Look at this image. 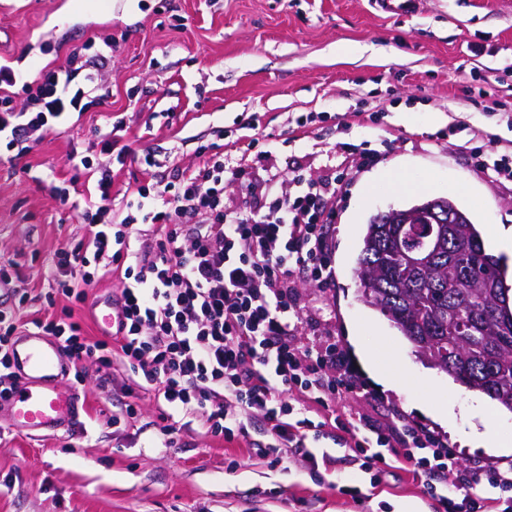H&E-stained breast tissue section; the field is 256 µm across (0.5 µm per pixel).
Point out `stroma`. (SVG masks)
<instances>
[{"label": "stroma", "mask_w": 512, "mask_h": 512, "mask_svg": "<svg viewBox=\"0 0 512 512\" xmlns=\"http://www.w3.org/2000/svg\"><path fill=\"white\" fill-rule=\"evenodd\" d=\"M110 38L108 106L50 134L27 155L0 157V266L15 264L27 314L47 308V271L61 250L90 228L75 207L87 172L65 165L71 149L96 156L109 119L132 155L113 192L149 185L139 157L162 172L199 161L202 147L257 139L267 157L259 181L295 175L339 178L336 221L328 245L332 288L305 286L322 308L363 392L347 397L339 418L414 425L442 438L463 463L512 467V453L465 443L429 408L454 399L488 409L499 437L512 441V412L426 365L378 310L364 304L355 275L369 219L425 197L445 196L468 210L478 229H512V181L483 173L475 148L512 152V0H417L408 13L376 0H0V54L22 58L20 81L45 65L64 64L88 40ZM316 113L315 122L297 120ZM357 145L377 161L359 167ZM67 185L70 203L54 189ZM122 285L93 276L87 301L74 304L87 332L101 336L90 305L115 298ZM370 351L378 383L363 364ZM77 435L28 437L0 407V512H434L406 471L371 491L369 477L347 458L315 472L303 464L270 466L244 444L226 447L187 417L172 444L159 437L163 408L141 391L125 394L132 374L113 362L99 390L96 364L85 362ZM133 403L134 417L122 414Z\"/></svg>", "instance_id": "35a3bbf8"}]
</instances>
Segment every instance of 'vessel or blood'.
<instances>
[{
    "instance_id": "obj_1",
    "label": "vessel or blood",
    "mask_w": 512,
    "mask_h": 512,
    "mask_svg": "<svg viewBox=\"0 0 512 512\" xmlns=\"http://www.w3.org/2000/svg\"><path fill=\"white\" fill-rule=\"evenodd\" d=\"M11 363L20 376L8 402L13 428L22 434L69 429L79 414V396L65 387L72 360L60 344L38 331L17 337Z\"/></svg>"
}]
</instances>
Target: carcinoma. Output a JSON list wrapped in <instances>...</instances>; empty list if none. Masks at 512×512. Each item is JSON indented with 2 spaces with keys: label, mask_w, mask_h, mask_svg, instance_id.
<instances>
[{
  "label": "carcinoma",
  "mask_w": 512,
  "mask_h": 512,
  "mask_svg": "<svg viewBox=\"0 0 512 512\" xmlns=\"http://www.w3.org/2000/svg\"><path fill=\"white\" fill-rule=\"evenodd\" d=\"M433 206L451 217L437 230L433 259L410 266L393 236L408 225L378 215L366 224L357 276L364 302L379 310L415 352L439 370L512 411V285L505 258L491 253L468 212L444 197L424 198L411 211Z\"/></svg>",
  "instance_id": "1"
}]
</instances>
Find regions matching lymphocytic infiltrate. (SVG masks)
<instances>
[{
    "mask_svg": "<svg viewBox=\"0 0 512 512\" xmlns=\"http://www.w3.org/2000/svg\"><path fill=\"white\" fill-rule=\"evenodd\" d=\"M111 54L84 43L63 65L37 72L27 102L14 107L15 70L0 67V144L25 154L50 132L104 107L111 95L105 76ZM98 160L81 152L69 168L93 169L95 199L82 211L91 230L62 252L49 275L53 295L67 301L61 317H21V303L0 308V401L10 399L19 378L10 370L15 336L35 329L59 342L74 363L99 367L125 363L157 403L171 407L160 433L179 431L175 413L204 411L207 433L232 443L246 439V422L261 418L267 441L250 451L271 465L302 461L331 469L337 458L311 450L310 440L340 429L372 488L403 466L440 512H512V469L463 464L454 451L418 428L399 432L336 417V404L361 385L333 333L299 289L309 279L331 288L335 271L327 230L336 217V195L319 179L293 177L294 192L256 182L264 159L219 151L174 180L127 188L114 201V168L125 165L128 145L104 134ZM243 186L248 201L224 200V184ZM143 233L131 236L133 225ZM102 265L123 288L114 301L119 321L111 340L87 336L73 303L86 300L82 284L91 265Z\"/></svg>",
    "mask_w": 512,
    "mask_h": 512,
    "instance_id": "lymphocytic-infiltrate-1",
    "label": "lymphocytic infiltrate"
}]
</instances>
